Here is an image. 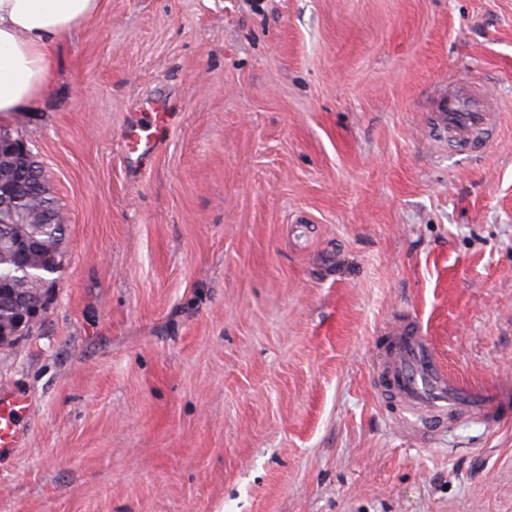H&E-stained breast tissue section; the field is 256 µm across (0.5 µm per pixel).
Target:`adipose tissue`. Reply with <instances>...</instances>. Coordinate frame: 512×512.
<instances>
[{
  "instance_id": "ef3b65f1",
  "label": "adipose tissue",
  "mask_w": 512,
  "mask_h": 512,
  "mask_svg": "<svg viewBox=\"0 0 512 512\" xmlns=\"http://www.w3.org/2000/svg\"><path fill=\"white\" fill-rule=\"evenodd\" d=\"M103 0H0V119L46 92L54 46L100 16Z\"/></svg>"
}]
</instances>
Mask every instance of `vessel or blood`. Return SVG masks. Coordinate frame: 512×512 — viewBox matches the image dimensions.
I'll use <instances>...</instances> for the list:
<instances>
[{"label":"vessel or blood","instance_id":"b4317fda","mask_svg":"<svg viewBox=\"0 0 512 512\" xmlns=\"http://www.w3.org/2000/svg\"><path fill=\"white\" fill-rule=\"evenodd\" d=\"M433 129L448 138V144L463 152L484 151L496 122L499 107L484 89L470 83L445 84L431 102ZM148 123L129 126L126 140L130 153L154 150L156 132L165 123V114L149 107ZM382 393L401 401L426 419L452 425L462 419L495 421L512 406V383L480 386L455 380L436 359L432 346L416 324L394 327L383 348L377 368ZM29 403L23 394L0 391V453L20 447L24 434L19 420Z\"/></svg>","mask_w":512,"mask_h":512}]
</instances>
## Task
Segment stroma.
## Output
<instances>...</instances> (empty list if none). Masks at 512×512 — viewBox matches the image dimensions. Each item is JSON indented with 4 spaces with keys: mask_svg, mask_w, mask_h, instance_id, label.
I'll return each mask as SVG.
<instances>
[{
    "mask_svg": "<svg viewBox=\"0 0 512 512\" xmlns=\"http://www.w3.org/2000/svg\"><path fill=\"white\" fill-rule=\"evenodd\" d=\"M55 54L8 119L69 231L0 350L31 402L0 512H512V413L415 433L376 389L404 321L512 380V0H107ZM466 77L478 157L430 124ZM431 102L433 129L448 136V146L479 153L490 142L499 106L496 99L470 83L445 82ZM146 110L149 112V123L142 124L136 121L127 130L126 140L130 154L141 155L154 150L157 141L156 136L165 124L164 112L154 106H149ZM47 306L43 308L22 307L21 312L13 326L10 336L4 333L1 336V348H13L17 346L35 327L45 318Z\"/></svg>",
    "mask_w": 512,
    "mask_h": 512,
    "instance_id": "1",
    "label": "stroma"
}]
</instances>
